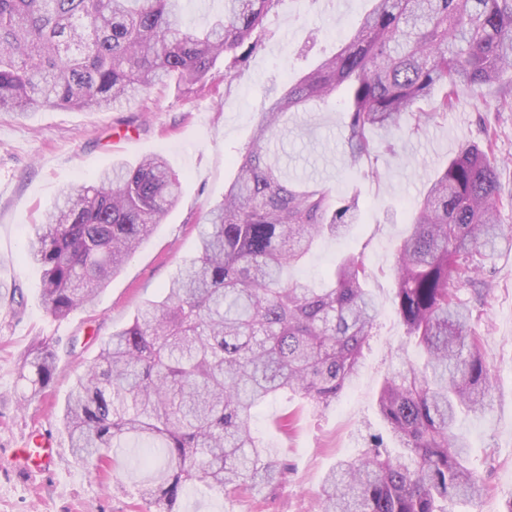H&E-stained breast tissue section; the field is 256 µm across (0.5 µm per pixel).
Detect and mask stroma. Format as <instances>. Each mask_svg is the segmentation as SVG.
Wrapping results in <instances>:
<instances>
[{
    "instance_id": "1",
    "label": "stroma",
    "mask_w": 512,
    "mask_h": 512,
    "mask_svg": "<svg viewBox=\"0 0 512 512\" xmlns=\"http://www.w3.org/2000/svg\"><path fill=\"white\" fill-rule=\"evenodd\" d=\"M370 7V0H279L256 31L261 48L247 63L232 68L217 61L204 83L159 85L117 112H0V512H145L139 493L145 473L130 452L119 453L108 477L90 473L71 454L63 427L69 389L102 341L129 325L144 301L159 298L183 261L197 255L204 217L223 200L267 98L333 55ZM498 96L493 88L461 99L445 119L396 141L394 154L381 155L372 167L351 164L344 151L343 94L295 113L274 145L289 179H315L333 197H357L360 208L352 233L321 241L298 279L320 283L342 254L364 253L378 315L361 366L335 402L325 407L279 397L255 410L251 428L273 460L287 466L286 480L229 498L200 487L185 512H318L323 481L336 462L358 455L370 435L383 432L376 398L384 378L401 360L424 361L392 305L396 243L429 181L487 127L496 134L493 162L506 197L500 219L512 226V105ZM152 154L179 174L180 201L92 306L64 318L46 313L41 271L24 255L43 212L64 183L92 181L116 158L134 163ZM14 288L20 298H11ZM461 297L480 315L475 327L485 339L493 401L461 422L470 465L488 492L452 509L504 512L512 497V251L502 252ZM40 341L53 347L55 373L45 396L32 399L18 372ZM285 415L284 431L278 421ZM44 433L58 446L50 471L30 475L9 465L27 439Z\"/></svg>"
}]
</instances>
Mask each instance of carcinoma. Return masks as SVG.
<instances>
[{
  "label": "carcinoma",
  "mask_w": 512,
  "mask_h": 512,
  "mask_svg": "<svg viewBox=\"0 0 512 512\" xmlns=\"http://www.w3.org/2000/svg\"><path fill=\"white\" fill-rule=\"evenodd\" d=\"M188 2L0 0V112L117 111L158 82L195 84L218 58L235 65L260 47L252 34L278 0H224L201 28L183 21ZM508 70L512 0H372L335 55L268 101L198 254L75 381L63 415L73 456L99 474L113 450L135 445L154 512H180L199 486L230 497L285 480L287 467L252 431L254 410L284 394L329 405L356 373L378 308L361 252L335 264L326 288L293 280L320 241L351 233L358 205L288 182L272 143L302 106L343 88L345 152L372 163L394 151L373 131L418 135ZM437 90L433 111H422ZM493 150L488 131L463 145L413 210L395 249L393 306L425 361L403 362L377 397L396 452L375 436L338 461L319 512H452L485 491L459 422L491 405L492 382L461 292L512 248ZM180 193L158 154L66 185L26 246L43 270L44 309L61 318L92 305ZM54 372V352L37 343L20 372L31 398Z\"/></svg>",
  "instance_id": "cac0c4a2"
}]
</instances>
